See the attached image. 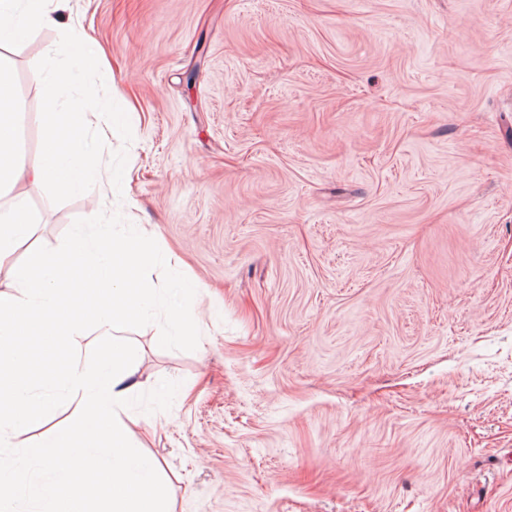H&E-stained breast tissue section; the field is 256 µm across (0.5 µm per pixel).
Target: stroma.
Returning <instances> with one entry per match:
<instances>
[{
    "label": "stroma",
    "mask_w": 512,
    "mask_h": 512,
    "mask_svg": "<svg viewBox=\"0 0 512 512\" xmlns=\"http://www.w3.org/2000/svg\"><path fill=\"white\" fill-rule=\"evenodd\" d=\"M133 140L39 218L154 229L195 351L127 331L171 512H512V0H71ZM34 29L0 49L35 92Z\"/></svg>",
    "instance_id": "obj_1"
}]
</instances>
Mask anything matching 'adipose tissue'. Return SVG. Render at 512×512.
<instances>
[{"instance_id": "obj_1", "label": "adipose tissue", "mask_w": 512, "mask_h": 512, "mask_svg": "<svg viewBox=\"0 0 512 512\" xmlns=\"http://www.w3.org/2000/svg\"><path fill=\"white\" fill-rule=\"evenodd\" d=\"M69 0H0V45L33 28L57 27Z\"/></svg>"}]
</instances>
